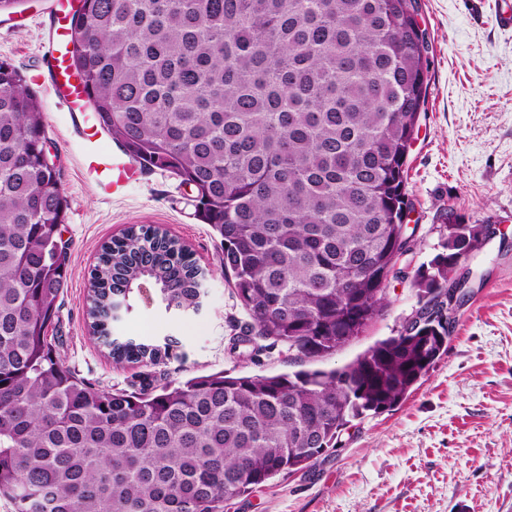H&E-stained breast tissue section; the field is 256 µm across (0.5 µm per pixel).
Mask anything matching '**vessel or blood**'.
Returning a JSON list of instances; mask_svg holds the SVG:
<instances>
[{"instance_id": "1", "label": "vessel or blood", "mask_w": 512, "mask_h": 512, "mask_svg": "<svg viewBox=\"0 0 512 512\" xmlns=\"http://www.w3.org/2000/svg\"><path fill=\"white\" fill-rule=\"evenodd\" d=\"M73 13V0H58V8L50 22L51 50L45 67L51 91L65 104L68 112L76 117L87 110V92L71 68L70 45L73 31L70 21ZM82 165L87 171L101 176L107 188L116 196L121 195L141 171L140 166L120 150L86 154Z\"/></svg>"}]
</instances>
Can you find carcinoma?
Masks as SVG:
<instances>
[{"mask_svg":"<svg viewBox=\"0 0 512 512\" xmlns=\"http://www.w3.org/2000/svg\"><path fill=\"white\" fill-rule=\"evenodd\" d=\"M420 0H83L72 66L102 128L145 168L196 190L248 318L241 344L302 362L336 354L382 315L408 255L406 158L428 89ZM41 103L0 60V497L15 512H224L396 406L448 349L429 316L486 224H447L417 271L412 330L341 368L137 390L82 377L49 328L66 280L67 197L46 158ZM148 279L192 311L203 276L156 226L102 245L90 331L118 363L158 364L109 340L113 304Z\"/></svg>","mask_w":512,"mask_h":512,"instance_id":"cac0c4a2","label":"carcinoma"}]
</instances>
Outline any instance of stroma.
Segmentation results:
<instances>
[{"mask_svg":"<svg viewBox=\"0 0 512 512\" xmlns=\"http://www.w3.org/2000/svg\"><path fill=\"white\" fill-rule=\"evenodd\" d=\"M429 42V85L407 156L406 224L415 239L409 266L390 279L385 308L356 341L319 361L352 362L397 335L418 306L415 272L442 253L448 220L496 224L500 233L463 263L448 349L422 383L390 410L353 421L337 447L307 467L275 477L224 512H512V29L496 21L512 0H421ZM52 0H26L0 14V60L24 75L45 113L47 139L68 200L62 227L67 278L53 326L72 366L106 388L226 371L301 370L281 348L253 358L230 354L247 317L222 274L223 250L198 216L196 193L170 172L142 170L120 198L106 196L82 166L87 145L44 85ZM132 224H161L209 270L199 313L133 299L121 336L174 342L159 365L115 366L87 333L89 272L99 245Z\"/></svg>","mask_w":512,"mask_h":512,"instance_id":"1","label":"stroma"}]
</instances>
